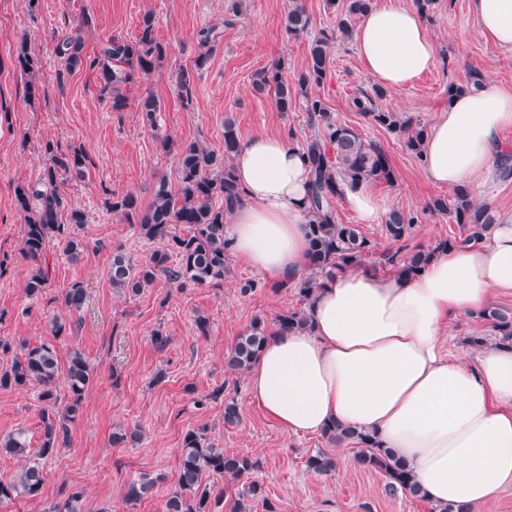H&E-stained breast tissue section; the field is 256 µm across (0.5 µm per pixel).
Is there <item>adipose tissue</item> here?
Here are the masks:
<instances>
[{"instance_id":"1","label":"adipose tissue","mask_w":512,"mask_h":512,"mask_svg":"<svg viewBox=\"0 0 512 512\" xmlns=\"http://www.w3.org/2000/svg\"><path fill=\"white\" fill-rule=\"evenodd\" d=\"M471 11L483 37L512 49V0H471ZM354 39L366 74L395 90L436 63L424 21L405 0H379ZM508 128L512 88L485 84L453 97L425 140L427 179L451 189L491 182ZM232 165L245 202L226 229L231 251L270 279L299 276L309 250L306 156L263 133L240 145ZM495 292L512 293L511 214L412 277L340 270L311 298L309 331L269 337L250 369V396L293 434L334 423L374 434L433 504L481 503L512 484V347L470 365L441 338Z\"/></svg>"}]
</instances>
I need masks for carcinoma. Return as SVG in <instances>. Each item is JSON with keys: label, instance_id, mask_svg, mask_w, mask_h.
<instances>
[{"label": "carcinoma", "instance_id": "obj_1", "mask_svg": "<svg viewBox=\"0 0 512 512\" xmlns=\"http://www.w3.org/2000/svg\"><path fill=\"white\" fill-rule=\"evenodd\" d=\"M310 24L303 8L295 3L286 17V28L292 36L304 33ZM328 42L317 39L310 45L307 67L288 85L280 68L261 75L256 87L274 89L277 107L288 111L293 98L302 95L305 110L321 124L319 134L304 144L309 166V189L306 201L308 216L310 274L299 283L298 292L310 300L324 284V278L334 271L361 266L373 254L372 242L351 224L338 222L336 201L342 196V185L351 186L371 181L392 184L396 179L394 169L384 150L368 142L348 126L336 123L323 100L312 92L321 84L326 73ZM61 66L67 72L86 65L98 71L102 92L107 95L114 112L126 108L127 98L121 87L137 76L150 75L156 61L162 58L163 48L153 36V20L144 17L138 38L133 42L109 38L92 56L84 53L80 33L66 38L57 46ZM17 61L22 70L34 76L40 71L39 59L28 49L27 40L17 48ZM386 96V90L376 87L373 93H361L353 99V106L374 124L406 137L405 145L419 159L423 158L427 125L418 118L397 112L381 110L376 100ZM161 110L158 99L144 97L139 104L143 121L155 127L156 113ZM162 147L176 151L178 166L176 179L178 192H173L164 179L154 187L153 198L146 208H141L138 197L126 194L107 202L108 208L126 217L136 216L140 233L149 240H158L164 248L154 251L148 262L135 266L126 255L118 251L112 257L110 282L112 287L135 294L149 285L156 274L162 272L180 284H207L219 286L224 282L228 264V242L225 239V219L241 203V194L235 181L232 160L239 148L236 130L232 123L224 125V154L207 150L196 141L176 143L169 138L162 140ZM45 153L49 164L44 169L43 181L54 185L62 177H83L89 170V159L79 150L64 153L51 143H46ZM18 208L24 213L23 252L33 263L26 283L29 295L40 294L51 278L52 266L47 252L54 241L64 244L66 252L76 257L83 249V242L74 235V229L87 223L86 213L68 205L56 191L35 187H20L15 193ZM432 209L452 214L465 235L447 239L431 248L418 249L409 255L394 253L384 261L400 275H412L420 270L439 250L458 243H469L484 237L494 224V216L486 203H478L465 187L454 190L453 201L437 198ZM416 217L401 210H392L385 219V231L394 241L409 235ZM175 224L187 226V233L172 231ZM176 265L170 266V259ZM85 299V290L78 282L65 292L63 305L70 311L79 310ZM478 317L491 324L492 335L471 336L468 342L482 348L493 345H512V312L487 308ZM309 329L308 318L299 311H287L276 317L275 331L291 332ZM272 332L261 318H256L238 340L227 358V365L234 371L250 369L264 342ZM93 366L83 352L72 349L61 365L55 348L41 344L26 346L14 357L10 367L0 370V388L23 387L37 384L42 387L41 400L48 403L42 422L43 436L37 455L47 457L69 442V423L79 412L83 393L93 378ZM64 382L72 396L71 402L59 406L56 392L58 382ZM323 434L332 443L354 440L360 447L358 462L385 475L388 487L402 490L414 497H425L407 464L391 450L380 445L374 435L356 431L340 424L324 429ZM28 441L17 432L0 438V455L23 457L27 454ZM258 461L244 455L226 454L207 442L206 433L188 431L182 441L177 467V484L165 502V512H220L224 502V489L211 482L215 475L235 481L258 468ZM307 468L317 474L327 475L336 469L330 455L319 452L308 457ZM44 483L40 465L28 464L7 480L0 479V504L21 495H37ZM155 480L143 474L125 487L123 499L135 503L152 493ZM259 499L265 512H277L275 505L262 494L261 485L253 481L238 493L236 512H249V502Z\"/></svg>", "mask_w": 512, "mask_h": 512}]
</instances>
